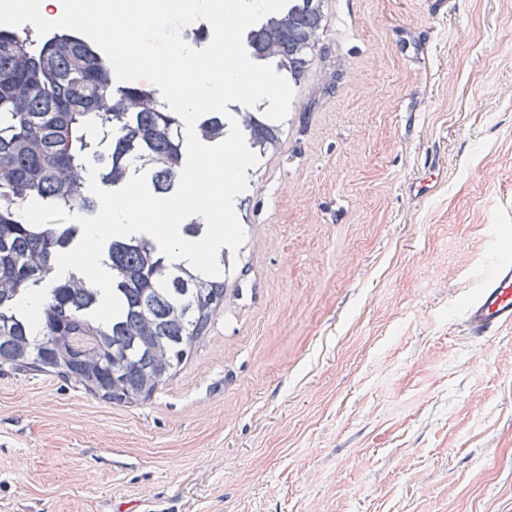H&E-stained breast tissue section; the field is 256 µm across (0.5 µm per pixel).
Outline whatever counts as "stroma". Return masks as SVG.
<instances>
[{"label": "stroma", "mask_w": 512, "mask_h": 512, "mask_svg": "<svg viewBox=\"0 0 512 512\" xmlns=\"http://www.w3.org/2000/svg\"><path fill=\"white\" fill-rule=\"evenodd\" d=\"M224 306L121 406L0 375V512H512V0H324ZM470 333L483 342L512 327V259L498 262L466 312Z\"/></svg>", "instance_id": "1"}]
</instances>
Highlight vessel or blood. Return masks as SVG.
Listing matches in <instances>:
<instances>
[{"label": "vessel or blood", "mask_w": 512, "mask_h": 512, "mask_svg": "<svg viewBox=\"0 0 512 512\" xmlns=\"http://www.w3.org/2000/svg\"><path fill=\"white\" fill-rule=\"evenodd\" d=\"M470 333L489 341L500 330L512 327V259L498 262L466 312Z\"/></svg>", "instance_id": "obj_1"}]
</instances>
